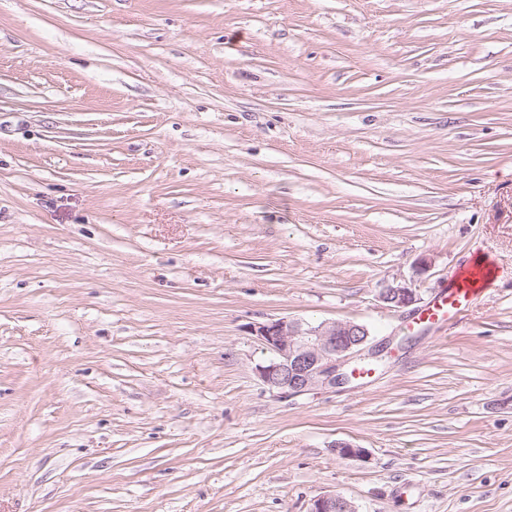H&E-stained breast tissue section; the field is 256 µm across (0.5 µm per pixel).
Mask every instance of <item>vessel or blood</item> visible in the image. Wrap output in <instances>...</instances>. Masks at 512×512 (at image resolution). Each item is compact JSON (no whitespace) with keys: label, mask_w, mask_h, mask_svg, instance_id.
Listing matches in <instances>:
<instances>
[{"label":"vessel or blood","mask_w":512,"mask_h":512,"mask_svg":"<svg viewBox=\"0 0 512 512\" xmlns=\"http://www.w3.org/2000/svg\"><path fill=\"white\" fill-rule=\"evenodd\" d=\"M494 275L493 267L470 264L448 289L437 294L412 318L414 328H440L462 319Z\"/></svg>","instance_id":"1"}]
</instances>
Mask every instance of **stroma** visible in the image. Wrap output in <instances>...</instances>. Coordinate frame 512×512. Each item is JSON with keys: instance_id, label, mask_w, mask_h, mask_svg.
<instances>
[{"instance_id": "35a3bbf8", "label": "stroma", "mask_w": 512, "mask_h": 512, "mask_svg": "<svg viewBox=\"0 0 512 512\" xmlns=\"http://www.w3.org/2000/svg\"><path fill=\"white\" fill-rule=\"evenodd\" d=\"M475 256L444 335L378 299ZM283 317L391 357L281 398ZM332 492L512 512V0H0V512Z\"/></svg>"}]
</instances>
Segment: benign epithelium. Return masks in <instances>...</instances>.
<instances>
[{
    "label": "benign epithelium",
    "instance_id": "obj_1",
    "mask_svg": "<svg viewBox=\"0 0 512 512\" xmlns=\"http://www.w3.org/2000/svg\"><path fill=\"white\" fill-rule=\"evenodd\" d=\"M379 300L393 309L408 308L417 302L415 290L401 283L382 289ZM253 336L270 353L256 366L267 388L283 397L334 389L350 382L359 362L384 364L391 354L387 345L372 341L368 327L355 321L318 324L270 319L250 327ZM309 512H356L352 503L337 493L312 500Z\"/></svg>",
    "mask_w": 512,
    "mask_h": 512
}]
</instances>
